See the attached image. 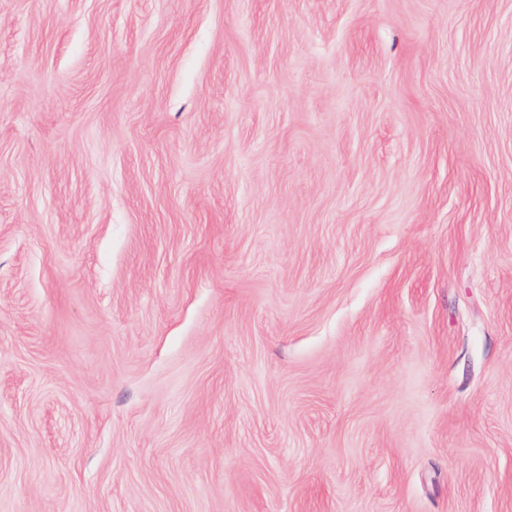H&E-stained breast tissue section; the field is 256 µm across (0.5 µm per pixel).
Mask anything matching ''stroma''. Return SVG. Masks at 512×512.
Segmentation results:
<instances>
[{"label": "stroma", "instance_id": "1", "mask_svg": "<svg viewBox=\"0 0 512 512\" xmlns=\"http://www.w3.org/2000/svg\"><path fill=\"white\" fill-rule=\"evenodd\" d=\"M0 512H512V0H0Z\"/></svg>", "mask_w": 512, "mask_h": 512}]
</instances>
